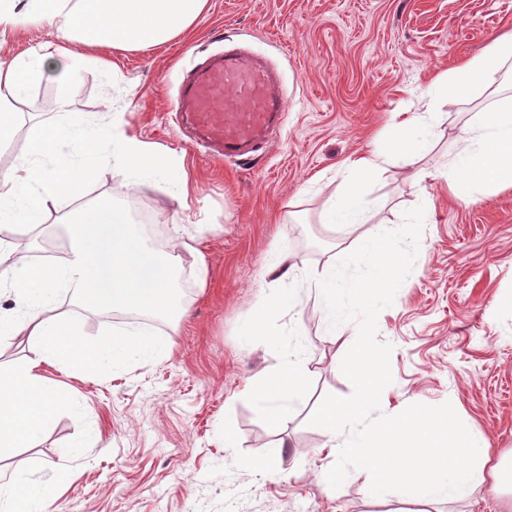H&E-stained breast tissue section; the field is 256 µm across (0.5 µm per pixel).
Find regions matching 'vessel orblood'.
<instances>
[{"label": "vessel or blood", "instance_id": "1", "mask_svg": "<svg viewBox=\"0 0 512 512\" xmlns=\"http://www.w3.org/2000/svg\"><path fill=\"white\" fill-rule=\"evenodd\" d=\"M176 110L200 139L224 158L244 156L267 138L285 110L271 92L269 71L250 56L225 51L194 66L183 79Z\"/></svg>", "mask_w": 512, "mask_h": 512}]
</instances>
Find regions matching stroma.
<instances>
[{"instance_id":"stroma-1","label":"stroma","mask_w":512,"mask_h":512,"mask_svg":"<svg viewBox=\"0 0 512 512\" xmlns=\"http://www.w3.org/2000/svg\"><path fill=\"white\" fill-rule=\"evenodd\" d=\"M507 32L512 0H209L190 36L150 52H113L118 84L134 98L124 121L142 140L185 153L194 190L185 210L163 189L128 186L105 167L87 192L137 204L162 250L174 225H195L207 286L199 288L195 259L183 253L190 308L156 329L171 344L166 360L116 376L48 370L98 418L96 447L61 458L83 428L62 409L33 447L1 456L0 469L46 483L65 474L48 512H386V503L368 498L366 475L352 471L333 485L321 477L332 459L317 409L353 397L344 367L364 342L383 367L387 394L369 405L368 426L387 435L413 411L442 424L453 414L495 453L512 455V187L452 199L432 178L481 119L482 95L437 101L441 122L416 165L385 164L365 187L370 223L322 221L326 201L344 189L343 161L389 153L398 137L393 112L426 111L432 78ZM55 41L54 26L24 25L0 42V58ZM222 47L260 55L279 74L286 100L267 143L241 160L218 159L193 143L174 110L183 69ZM61 82L53 71L32 88L11 144L0 145V173L26 147L32 119L51 116ZM68 84L76 108L112 111V91L95 69ZM408 214L420 218L410 228L416 265L370 324L329 335L303 284L288 303L259 285L282 253L299 270L319 271L365 239L392 246ZM14 234L20 255L69 251L56 224ZM292 343L307 361L305 397L288 417L270 419L244 389L273 371ZM278 450L284 473L263 472L262 458ZM511 507L512 491L485 483L440 510Z\"/></svg>"}]
</instances>
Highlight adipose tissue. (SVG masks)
Returning <instances> with one entry per match:
<instances>
[{"label": "adipose tissue", "instance_id": "adipose-tissue-1", "mask_svg": "<svg viewBox=\"0 0 512 512\" xmlns=\"http://www.w3.org/2000/svg\"><path fill=\"white\" fill-rule=\"evenodd\" d=\"M208 0H0V35L21 22L53 21L59 42L37 45L9 59L0 58V143L14 132L15 106L31 87L53 70L67 81L95 67L113 81L109 51L140 52L166 45L188 33ZM85 46L74 52L72 43ZM512 67V33L434 80L430 97L466 98L479 86L494 85L505 67ZM61 84L54 114L32 127L30 143L0 174V228L21 225L31 231L49 221L64 226L69 254L64 261H0V343L19 336L29 340L30 354L0 364V455L30 447L46 430L58 409L83 417L82 435L63 448L67 457L94 447L99 424L84 403L46 376V368L69 375L113 374L132 364L165 359L170 346L162 337L128 323L112 337L89 343L77 316L60 311L59 295L72 290L79 301L106 312L150 315L171 322L186 315L182 292V257L148 246L140 224L120 199L83 195L98 171L117 168L134 187L161 186L188 207L190 179L183 154L141 140L127 130L121 113L79 112L72 106L69 86ZM380 167L379 154L348 158L346 186L323 210L326 224L368 223L369 208L362 188ZM452 196L483 194L512 186V96L490 103L483 119L467 128L445 170L437 172ZM407 231L396 235L390 256H383L378 239H365L322 271L307 272L304 280L320 303L326 328L340 332L366 324L382 309L395 286L410 276L416 254ZM308 369L299 347H290L273 378L253 385L248 393L257 411L276 419L299 405ZM382 368L369 345L354 357L350 377L355 397L331 401L320 421L335 437L331 454L340 465L325 476L335 483L344 467L371 473L370 497L411 501L415 512H432L442 501L463 500L475 487L491 481L493 488L512 485V466L495 458L489 441L473 433L460 419L438 424L431 417L406 414L399 434L409 445L388 443L364 426L366 407L383 396ZM55 492L52 484L22 472H0V512H46Z\"/></svg>", "mask_w": 512, "mask_h": 512}]
</instances>
